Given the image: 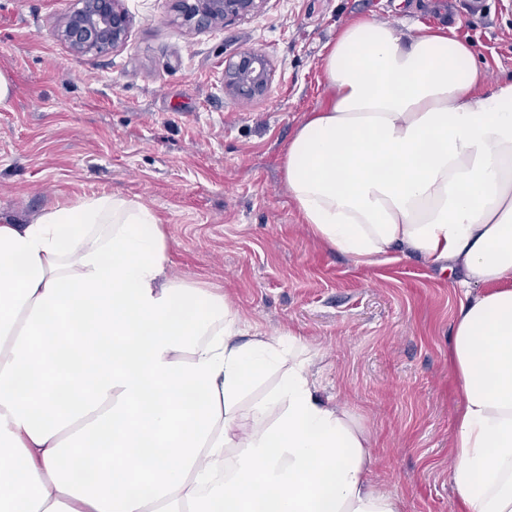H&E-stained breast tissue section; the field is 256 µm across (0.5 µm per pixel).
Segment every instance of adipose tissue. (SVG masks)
I'll list each match as a JSON object with an SVG mask.
<instances>
[{
    "mask_svg": "<svg viewBox=\"0 0 512 512\" xmlns=\"http://www.w3.org/2000/svg\"><path fill=\"white\" fill-rule=\"evenodd\" d=\"M322 68L331 99L293 133L290 196L356 262L463 270L455 512H512V80L486 89L446 28L370 18ZM168 250L155 211L121 194L0 224V512H402L302 340L246 332L223 292L169 276ZM281 372L270 373L261 383L255 385L246 395L241 403L242 412L246 414L253 403L262 399L272 389H274L279 381Z\"/></svg>",
    "mask_w": 512,
    "mask_h": 512,
    "instance_id": "obj_1",
    "label": "adipose tissue"
}]
</instances>
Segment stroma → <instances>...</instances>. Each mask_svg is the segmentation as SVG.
I'll list each match as a JSON object with an SVG mask.
<instances>
[{
    "label": "stroma",
    "mask_w": 512,
    "mask_h": 512,
    "mask_svg": "<svg viewBox=\"0 0 512 512\" xmlns=\"http://www.w3.org/2000/svg\"><path fill=\"white\" fill-rule=\"evenodd\" d=\"M126 42L74 54L70 0H0V223L84 195L136 197L160 217L170 274L224 292L251 328L293 331L323 401L369 431L403 512H453L460 401L448 356L454 276L414 255L359 264L301 223L282 177L291 136L326 104L324 45L359 18L419 21L470 43L489 84L512 78V0H265L223 29L184 25L172 0H125ZM266 55L272 82L224 93L226 58Z\"/></svg>",
    "instance_id": "1"
}]
</instances>
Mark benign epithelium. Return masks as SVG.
Wrapping results in <instances>:
<instances>
[{
    "label": "benign epithelium",
    "mask_w": 512,
    "mask_h": 512,
    "mask_svg": "<svg viewBox=\"0 0 512 512\" xmlns=\"http://www.w3.org/2000/svg\"><path fill=\"white\" fill-rule=\"evenodd\" d=\"M75 6L63 18L58 35L78 55L103 54L124 43L130 16L123 0H73ZM265 0H175L183 22L197 29L222 27L257 12ZM272 69L269 59L243 51L224 63V93L253 100L269 90Z\"/></svg>",
    "instance_id": "benign-epithelium-1"
}]
</instances>
